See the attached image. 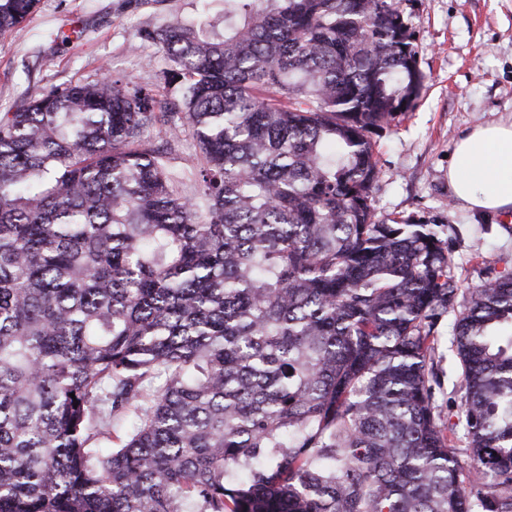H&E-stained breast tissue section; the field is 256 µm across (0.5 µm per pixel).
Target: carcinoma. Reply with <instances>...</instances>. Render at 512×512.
<instances>
[{
	"label": "carcinoma",
	"mask_w": 512,
	"mask_h": 512,
	"mask_svg": "<svg viewBox=\"0 0 512 512\" xmlns=\"http://www.w3.org/2000/svg\"><path fill=\"white\" fill-rule=\"evenodd\" d=\"M412 38L400 0H224L139 34L177 111L105 76L0 113V512H512V274L460 302L372 208ZM174 146L181 158L179 169L183 184L190 187L194 182V174L198 165L196 149L192 140L186 135H182L180 141ZM451 314L443 316L437 322L436 334L440 338L439 346L434 355V365L441 381L439 391L440 403L448 413V404H457L456 391L460 385V365L454 352L449 348V338L451 337V326L453 323Z\"/></svg>",
	"instance_id": "carcinoma-1"
}]
</instances>
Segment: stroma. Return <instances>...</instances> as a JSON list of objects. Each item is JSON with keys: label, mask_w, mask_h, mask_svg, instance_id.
Returning <instances> with one entry per match:
<instances>
[{"label": "stroma", "mask_w": 512, "mask_h": 512, "mask_svg": "<svg viewBox=\"0 0 512 512\" xmlns=\"http://www.w3.org/2000/svg\"><path fill=\"white\" fill-rule=\"evenodd\" d=\"M201 0H38L35 12L0 35V113L56 86L96 79L102 70L162 87L158 47L137 34L196 18ZM422 86L412 112L376 137L377 219L442 224L460 297L512 273V219L464 209L448 185L456 141L479 124L512 118V0H402ZM78 25L70 42L59 34ZM452 315L439 319L434 364L441 404L457 402L460 365L450 349Z\"/></svg>", "instance_id": "35a3bbf8"}]
</instances>
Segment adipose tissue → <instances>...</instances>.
Instances as JSON below:
<instances>
[{
    "instance_id": "obj_1",
    "label": "adipose tissue",
    "mask_w": 512,
    "mask_h": 512,
    "mask_svg": "<svg viewBox=\"0 0 512 512\" xmlns=\"http://www.w3.org/2000/svg\"><path fill=\"white\" fill-rule=\"evenodd\" d=\"M448 183L469 210L488 214L512 210V121L478 125L458 139Z\"/></svg>"
}]
</instances>
